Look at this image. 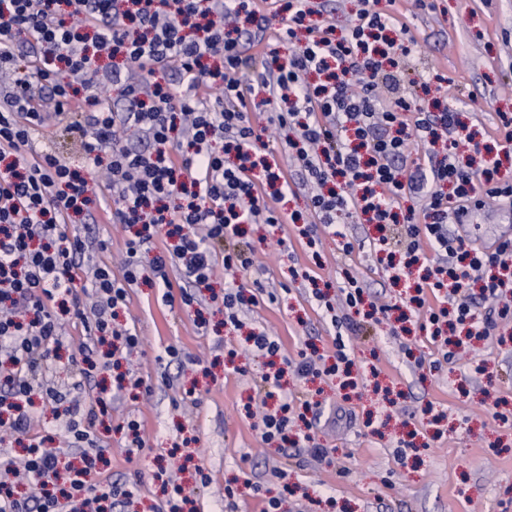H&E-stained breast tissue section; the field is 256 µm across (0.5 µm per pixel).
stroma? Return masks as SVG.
<instances>
[{
	"instance_id": "obj_1",
	"label": "stroma",
	"mask_w": 512,
	"mask_h": 512,
	"mask_svg": "<svg viewBox=\"0 0 512 512\" xmlns=\"http://www.w3.org/2000/svg\"><path fill=\"white\" fill-rule=\"evenodd\" d=\"M374 7L407 22L417 40L404 66L406 80L423 110L439 100L463 101V115L481 143H489L499 115L512 113V0H434L422 10L414 0H375ZM430 70L448 77L442 89L423 92L418 80ZM91 229L76 225L94 261L118 266L129 235L122 225L96 212ZM287 236L280 246L279 236ZM282 235L266 226H249L245 238L255 250L265 279L287 285L277 302L244 315L247 328L279 336L289 359L304 346L332 355L336 331L307 299L309 285L292 279L294 267L311 266L322 256L319 274L339 283L343 266L361 278L368 299L399 302L383 263L369 249L343 256L331 231L315 229V246L293 226ZM108 250H100V241ZM201 291L196 308L166 303L159 289L132 288L128 312L142 338L134 356L137 373L149 378L150 395L130 397L105 389L101 377L85 386L87 403L106 396L108 413L96 425L111 461L100 478L133 485L131 497L111 512H156L163 482L189 492L195 512H259L261 500L277 497L280 512H512V328L491 341L470 346L453 363L433 369L440 353L425 334L391 335L389 323L367 326L350 337L352 371L363 378L354 391L339 379H311L289 373L285 391L319 403L321 417L312 433L327 448L325 458L306 448H280L262 442L249 416L256 382L266 370L262 357L246 350L242 333L225 328L222 307ZM203 325H196L195 317ZM174 346L189 361L169 359ZM238 356L226 367L229 349ZM412 349L421 365L404 354ZM484 362L485 373L473 370ZM170 374V384L160 381ZM501 402L494 418L491 398ZM143 420L144 451L127 452L118 425ZM413 437L406 461L396 457L400 439ZM179 455H171V448ZM261 486L253 495L244 481ZM238 487L235 498L226 486Z\"/></svg>"
}]
</instances>
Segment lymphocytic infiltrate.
Listing matches in <instances>:
<instances>
[{
	"label": "lymphocytic infiltrate",
	"mask_w": 512,
	"mask_h": 512,
	"mask_svg": "<svg viewBox=\"0 0 512 512\" xmlns=\"http://www.w3.org/2000/svg\"><path fill=\"white\" fill-rule=\"evenodd\" d=\"M281 10L274 30L247 0H0V76L9 78L0 91V429L27 436L38 402L65 407L59 432L30 438L22 462H0V512H103L102 501L131 496L127 486L96 480L106 460L97 412L107 404L100 398L89 408L77 394L83 379L105 371L117 390L145 388L143 377L119 369L141 344L115 321L134 285L163 288V301L189 308L220 263L231 324L277 301L253 249L233 245L241 225L279 230L299 219L281 206L290 182L270 193L254 173L273 143L310 185L319 223L335 231L364 216L378 229L375 252H404L389 277L416 284L400 318L439 342L443 362L463 346L453 331L485 339L497 320L512 319V238L482 247L450 229L464 210L511 202L512 182L499 181L501 154L482 149L460 107L418 111L403 92L416 45L407 24L371 0H359L341 36L333 24L310 23L307 0H284ZM256 64L255 82H244ZM109 86L126 101L123 111ZM253 112L266 113V124H253ZM53 115L68 119L88 172L36 145ZM131 133L141 146L129 143ZM418 143L429 149L428 165L412 170L407 152ZM107 198L113 220L136 229L117 274L69 231ZM161 236L171 243L159 250ZM174 271L185 286L177 298ZM339 288L346 313L320 289L310 298L336 331H356L349 312L364 301L363 283L348 272ZM83 293L93 296L90 306H81ZM67 314L90 342L80 347L79 380L64 393L52 378ZM311 409L284 401L264 411L262 441L324 457ZM66 449L79 464H61ZM20 484L34 495L18 494Z\"/></svg>",
	"instance_id": "obj_1"
}]
</instances>
